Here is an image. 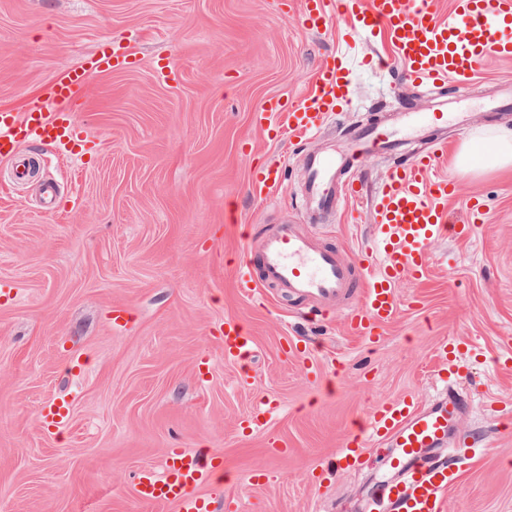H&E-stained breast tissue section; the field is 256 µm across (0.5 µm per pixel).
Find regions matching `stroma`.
<instances>
[{"label":"stroma","instance_id":"obj_1","mask_svg":"<svg viewBox=\"0 0 512 512\" xmlns=\"http://www.w3.org/2000/svg\"><path fill=\"white\" fill-rule=\"evenodd\" d=\"M300 0H0V111L22 113L67 70L109 45L127 61L91 76L76 123L88 134L81 158L53 146L22 145L40 169L15 182L0 160V512H175L134 494L137 475L174 448L217 454L228 480L206 487L217 512H313L312 464L335 455L353 420L403 395L420 402L437 389L442 337L476 342L461 352L458 380L473 408L457 425L466 437L512 411V168L467 172L457 164L474 138L512 126L498 101L512 60L481 63L449 127L438 174L460 186L453 219L469 198L486 222L465 240L431 246L424 282L399 284L401 310L382 340L345 331L346 314H321L316 329L264 291L242 297L234 267L244 238L269 225L312 224L304 202L303 157L396 107L401 64L380 74L359 64L387 53L339 28L305 30ZM356 63L351 104L321 135L295 145L259 130L256 110L271 97L297 100L325 60ZM277 166L275 192L251 171ZM55 183L56 205L42 197ZM314 232L358 252L370 234L367 198L343 205ZM127 325L112 326L113 307ZM256 340L246 364L224 360L225 317ZM312 337L327 392L289 339ZM281 411L266 433L239 423L263 398ZM62 400L66 422L47 430L45 406ZM384 446L362 472L332 476L322 493L335 512H356L375 480ZM257 470L273 482L255 485ZM448 512H512V433L448 492Z\"/></svg>","mask_w":512,"mask_h":512}]
</instances>
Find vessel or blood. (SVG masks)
<instances>
[{"instance_id":"obj_1","label":"vessel or blood","mask_w":512,"mask_h":512,"mask_svg":"<svg viewBox=\"0 0 512 512\" xmlns=\"http://www.w3.org/2000/svg\"><path fill=\"white\" fill-rule=\"evenodd\" d=\"M344 22V36L365 37L387 44L403 66L405 84L442 88L455 83L466 89L477 66L491 57L512 59V0H452L447 17H440L434 0H303L300 24L320 31ZM121 60L103 51L84 59L49 89L44 104L33 105L23 117L0 112V158L11 161L17 179H24L29 158L21 142L57 146L72 154L86 134L74 121L81 107V91L89 70L109 71ZM350 64L341 54L328 59L312 90L297 105L274 97L255 114L264 131H283L300 142L322 132L343 108L348 97ZM463 119L447 97L433 108L417 112L401 108L389 119L354 132L345 154H314L304 160L303 192L309 208L325 213L336 208L337 197H359L358 181L337 184L336 173L353 168L364 154L391 155L408 141L422 140ZM447 145L414 154L394 166L373 196L371 236L364 251L348 256L327 246L297 225L273 224L266 230L259 252L236 267L235 282L242 296L273 287L290 306L310 314L336 306L346 311L348 332L362 341L378 343L398 316L397 286L426 278L430 246L453 233L470 236L469 222L452 224L448 202L459 195L456 182L433 176ZM224 359L232 363L250 358L255 340L231 316L224 319ZM441 387L423 404L404 396L380 403L347 434L331 464H319L316 478L329 469H363L371 444L386 446L384 474L377 481L367 512H447L448 491L472 463L485 441H454L452 427L470 400L455 386L454 377L440 373ZM280 405L264 400L242 422L244 431L263 433ZM218 467L214 455L175 449L160 471L140 474L136 496L149 505L172 504L177 512H211L210 498L197 490L210 482Z\"/></svg>"}]
</instances>
